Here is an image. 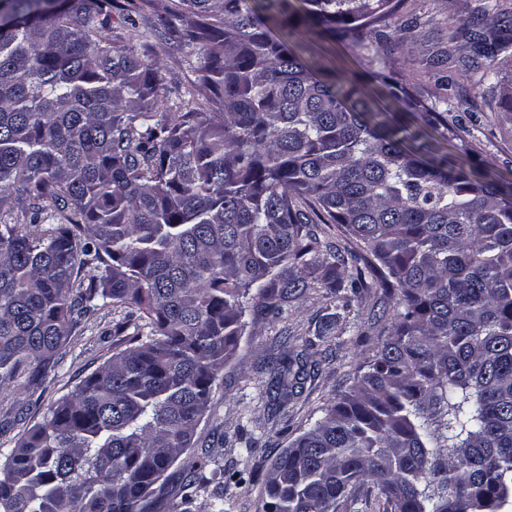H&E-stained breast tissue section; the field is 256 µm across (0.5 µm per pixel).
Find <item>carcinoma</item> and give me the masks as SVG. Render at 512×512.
Returning <instances> with one entry per match:
<instances>
[{
    "instance_id": "carcinoma-1",
    "label": "carcinoma",
    "mask_w": 512,
    "mask_h": 512,
    "mask_svg": "<svg viewBox=\"0 0 512 512\" xmlns=\"http://www.w3.org/2000/svg\"><path fill=\"white\" fill-rule=\"evenodd\" d=\"M143 2L162 42L203 57L174 109L135 19L126 43L106 34L113 0H0V387L44 383L101 301L142 321L0 451V512H169L178 463L193 500L206 463L180 458L248 305L277 316L311 288L371 281L403 311L271 461L261 512H348L369 483L385 512H512V203L419 157L415 133L272 34L360 37L391 0ZM468 32L484 82L508 44L479 19ZM345 324L329 314L316 337ZM304 374L298 356L270 367L278 390Z\"/></svg>"
}]
</instances>
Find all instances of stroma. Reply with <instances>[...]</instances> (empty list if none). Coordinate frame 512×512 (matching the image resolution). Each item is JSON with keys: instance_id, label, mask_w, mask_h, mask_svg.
I'll return each instance as SVG.
<instances>
[{"instance_id": "35a3bbf8", "label": "stroma", "mask_w": 512, "mask_h": 512, "mask_svg": "<svg viewBox=\"0 0 512 512\" xmlns=\"http://www.w3.org/2000/svg\"><path fill=\"white\" fill-rule=\"evenodd\" d=\"M392 4L388 17L372 23L370 40L340 42L330 34L313 32L307 42L336 74L380 95L398 119L419 127L421 113L392 94L401 79H409L415 96L442 112L456 132L450 139L433 137L449 162L467 173L486 175L512 201V111L474 79L461 76L454 62L436 61L437 52L445 50L455 58L471 55L463 26L484 4L491 7L486 21L491 35L512 40V22L500 20L501 13L512 11V0H392ZM135 19L142 34L141 58L147 65H159L177 83L179 91L170 103L178 105L180 90L188 87L203 60L193 50L174 49L152 35L153 8L143 7ZM400 26L411 27L413 43L386 46L384 34ZM386 299L384 289L375 285L361 291L349 309L346 330L327 342L317 340L314 329L323 315L335 311L337 299L323 289H309L276 319L259 308H247L234 355L213 387L194 446L186 451L188 457L206 460L209 469H223L226 480L200 488L189 512H213L218 495L224 500V512H259L271 459L313 424L330 400L348 390L359 366L388 339L390 322L373 317ZM128 312L123 305L101 306L73 332L55 374L43 385L31 386L19 377L9 388L0 389V448L13 447L57 400L74 393L88 374L127 346L136 334ZM299 353L307 356L309 375L300 393L281 399L276 415H269V368L282 357ZM237 471L246 472L245 481H232Z\"/></svg>"}]
</instances>
